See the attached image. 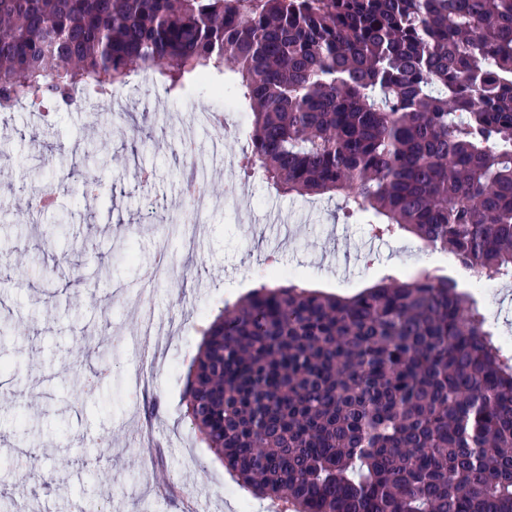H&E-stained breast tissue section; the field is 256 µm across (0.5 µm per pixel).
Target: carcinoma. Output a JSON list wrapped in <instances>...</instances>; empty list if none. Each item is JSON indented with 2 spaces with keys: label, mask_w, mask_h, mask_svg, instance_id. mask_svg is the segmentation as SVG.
I'll use <instances>...</instances> for the list:
<instances>
[{
  "label": "carcinoma",
  "mask_w": 512,
  "mask_h": 512,
  "mask_svg": "<svg viewBox=\"0 0 512 512\" xmlns=\"http://www.w3.org/2000/svg\"><path fill=\"white\" fill-rule=\"evenodd\" d=\"M154 73L232 84L243 170L512 276V0H0V112ZM187 395L237 483L297 512H512V357L446 274L263 285Z\"/></svg>",
  "instance_id": "1"
}]
</instances>
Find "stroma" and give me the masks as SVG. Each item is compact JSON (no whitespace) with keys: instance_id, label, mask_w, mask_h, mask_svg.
Here are the masks:
<instances>
[{"instance_id":"1","label":"stroma","mask_w":512,"mask_h":512,"mask_svg":"<svg viewBox=\"0 0 512 512\" xmlns=\"http://www.w3.org/2000/svg\"><path fill=\"white\" fill-rule=\"evenodd\" d=\"M223 105L205 87L169 95L155 78L140 77L120 116L88 104L46 117L22 106L0 112V324L15 328L0 342V502L13 512H75L79 504L86 512H180L179 499L153 480L156 468L180 471L188 494H211L209 512H238L251 494L235 487L185 418V372L219 311L267 282L263 257L272 249L307 286L340 296L429 267L430 254L407 232L368 249L369 224L344 217L338 196L283 192L259 178L246 186V208L224 204V186L241 179L238 159L249 143L243 133L228 135L215 155L209 128L188 121ZM189 132L217 204L187 247L179 225L191 216L177 202L185 161L173 144ZM90 173L99 188L85 202ZM48 180L67 189L58 208L71 231L61 245L50 238L56 213L16 208L18 186ZM162 245L177 264V283L147 281ZM477 299L497 312V333L512 349V278ZM143 304L156 338L145 350L136 341ZM116 336L128 343L126 352H112L111 383L85 397L76 380L95 364L77 355L78 343L86 337L109 349ZM139 368L152 379L135 395L128 380ZM149 398L158 408L148 419ZM148 424L157 449L146 465L138 432ZM106 431L108 449L95 441ZM47 469L67 477L49 488L24 486L27 474Z\"/></svg>"}]
</instances>
